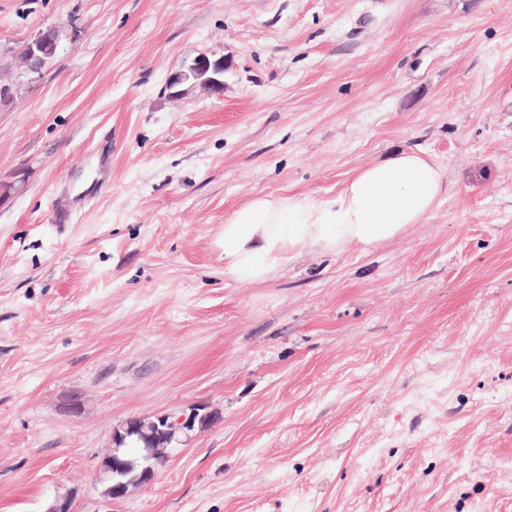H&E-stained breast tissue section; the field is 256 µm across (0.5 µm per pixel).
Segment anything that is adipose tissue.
Listing matches in <instances>:
<instances>
[{"label":"adipose tissue","mask_w":512,"mask_h":512,"mask_svg":"<svg viewBox=\"0 0 512 512\" xmlns=\"http://www.w3.org/2000/svg\"><path fill=\"white\" fill-rule=\"evenodd\" d=\"M445 191L442 168L401 150L359 169L333 196H256L224 221V271L242 284H263L310 253L336 256L349 246L370 253L423 223Z\"/></svg>","instance_id":"ef3b65f1"}]
</instances>
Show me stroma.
<instances>
[{
    "mask_svg": "<svg viewBox=\"0 0 512 512\" xmlns=\"http://www.w3.org/2000/svg\"><path fill=\"white\" fill-rule=\"evenodd\" d=\"M201 52L223 96L170 98ZM0 83V512H512V0H0ZM401 149L424 223L225 274L236 208ZM191 404L107 497L114 430ZM62 27L53 26L39 31L26 47L25 60L30 69H39L50 61L57 53ZM220 420L218 411H208L206 406L192 404L177 412L153 416L144 429L133 427L132 435H136L141 443V457L147 463L138 479L152 474L150 461L168 454L173 439L184 444L192 438L196 428L212 426Z\"/></svg>",
    "mask_w": 512,
    "mask_h": 512,
    "instance_id": "stroma-1",
    "label": "stroma"
}]
</instances>
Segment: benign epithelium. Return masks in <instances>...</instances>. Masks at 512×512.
Wrapping results in <instances>:
<instances>
[{
	"label": "benign epithelium",
	"instance_id": "benign-epithelium-1",
	"mask_svg": "<svg viewBox=\"0 0 512 512\" xmlns=\"http://www.w3.org/2000/svg\"><path fill=\"white\" fill-rule=\"evenodd\" d=\"M61 33L60 26H53L37 33L26 47L25 60L29 68L37 70L56 55ZM229 66L230 63L222 57L214 59L206 53H200L168 76L166 89L169 90L170 96L176 99L197 86L219 95L224 90V71ZM220 420L221 414L218 411H209L205 406L192 404L177 412L155 415L144 428H132V434L136 435L141 443L142 460L147 462L139 477L151 474L149 462L168 454L172 440L184 444L192 438L195 429L215 425Z\"/></svg>",
	"mask_w": 512,
	"mask_h": 512
}]
</instances>
